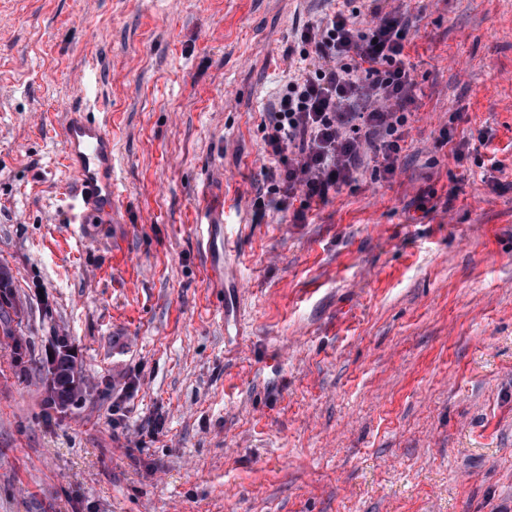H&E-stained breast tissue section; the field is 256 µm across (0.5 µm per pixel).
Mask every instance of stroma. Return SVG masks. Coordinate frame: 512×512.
<instances>
[{"label": "stroma", "instance_id": "obj_1", "mask_svg": "<svg viewBox=\"0 0 512 512\" xmlns=\"http://www.w3.org/2000/svg\"><path fill=\"white\" fill-rule=\"evenodd\" d=\"M409 10L394 177L255 224L261 113L327 0H0V268L23 312L0 333V512H512V174L486 164L512 161V0ZM77 107L112 131L124 223L75 221ZM447 123L485 132L478 156L435 149ZM221 261L246 280L229 336ZM67 342L58 346V351L53 362V378L51 392L54 397L63 403L75 395V382L72 374V362L67 348Z\"/></svg>", "mask_w": 512, "mask_h": 512}]
</instances>
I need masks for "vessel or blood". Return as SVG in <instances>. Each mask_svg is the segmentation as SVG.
<instances>
[{
	"label": "vessel or blood",
	"mask_w": 512,
	"mask_h": 512,
	"mask_svg": "<svg viewBox=\"0 0 512 512\" xmlns=\"http://www.w3.org/2000/svg\"><path fill=\"white\" fill-rule=\"evenodd\" d=\"M61 140L75 177L79 223H117L118 188L112 178V134L106 124L84 110L69 112Z\"/></svg>",
	"instance_id": "obj_1"
}]
</instances>
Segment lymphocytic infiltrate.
<instances>
[{"label":"lymphocytic infiltrate","mask_w":512,"mask_h":512,"mask_svg":"<svg viewBox=\"0 0 512 512\" xmlns=\"http://www.w3.org/2000/svg\"><path fill=\"white\" fill-rule=\"evenodd\" d=\"M405 14L387 0H336L298 33L299 55L261 118L270 165L266 195L250 203L254 218L272 208L303 224L344 188L393 178L417 97Z\"/></svg>","instance_id":"f902f5d3"}]
</instances>
